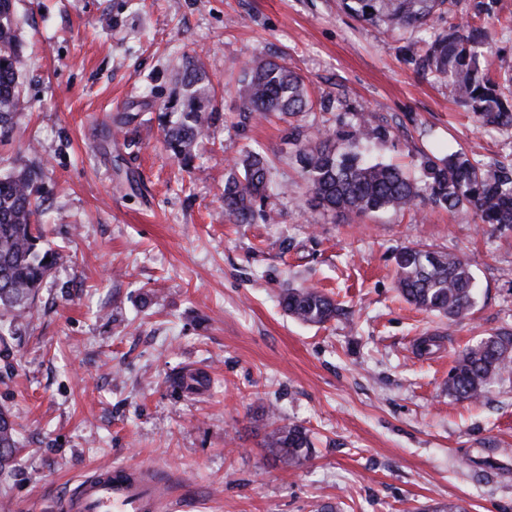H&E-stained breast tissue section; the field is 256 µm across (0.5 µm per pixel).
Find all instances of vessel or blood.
<instances>
[{
    "label": "vessel or blood",
    "mask_w": 512,
    "mask_h": 512,
    "mask_svg": "<svg viewBox=\"0 0 512 512\" xmlns=\"http://www.w3.org/2000/svg\"><path fill=\"white\" fill-rule=\"evenodd\" d=\"M167 497L152 471L139 466L99 468L67 499L66 512H161Z\"/></svg>",
    "instance_id": "obj_1"
}]
</instances>
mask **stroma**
<instances>
[{
    "label": "stroma",
    "mask_w": 512,
    "mask_h": 512,
    "mask_svg": "<svg viewBox=\"0 0 512 512\" xmlns=\"http://www.w3.org/2000/svg\"><path fill=\"white\" fill-rule=\"evenodd\" d=\"M475 3L457 0L433 28L389 33L341 0H16L27 65L0 175L45 168L41 222L63 258L0 346V408L20 441L0 476V512H62L83 477L126 464L163 474L176 512H512V376L475 402L447 390L460 351L512 334V228L426 203L324 211L306 200L286 122L235 124L242 62L272 57L330 103L303 117L308 132L358 124L368 107L397 129L374 156L415 180L424 152L512 163V129L476 123L447 84L405 60L410 43ZM184 52L204 62L220 112L187 171L157 121ZM123 112L134 119L118 135ZM247 148L290 192L266 201L272 221L228 224L224 178ZM411 244L469 264V320L398 296L393 254ZM290 286L321 290L343 315L292 320L280 305ZM425 336L438 339L427 353ZM195 370L202 390L173 386ZM270 407L308 429L312 453L299 464L264 448Z\"/></svg>",
    "instance_id": "obj_1"
}]
</instances>
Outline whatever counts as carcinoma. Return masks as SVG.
<instances>
[{"label": "carcinoma", "mask_w": 512, "mask_h": 512, "mask_svg": "<svg viewBox=\"0 0 512 512\" xmlns=\"http://www.w3.org/2000/svg\"><path fill=\"white\" fill-rule=\"evenodd\" d=\"M453 0H342L344 9L370 24L390 31L429 25ZM491 5L478 4L474 16L433 33L430 39L406 47L407 60L424 77L446 81L458 101L482 125L512 128V69L492 70L484 16ZM25 62L14 18L13 0H0V144L15 136L20 103V77ZM242 111L237 126L276 113L288 120V142L295 147L309 201L338 213L369 214L416 207L420 188L393 163L369 159L360 147L393 136L390 128L364 117L351 130L322 128L309 134L299 123L315 106L301 74L271 58H252L241 69ZM181 96L176 107L159 115L163 146L189 168L195 149L218 120L214 87L198 59L185 53L180 65ZM429 202L478 224L512 227V163L484 159L463 150L441 157L421 156ZM265 154L247 149L230 166L224 180V218L231 224H251L261 216L258 205L274 192ZM43 167L24 164L0 176V342L7 343L36 303L44 281L58 265L60 254L44 240L41 202L36 188ZM396 288L421 311L463 321L475 304L474 277L468 265L452 254L418 245L394 255ZM280 303L288 316L320 326L339 315L329 297L312 288H286ZM512 373V334L489 336L458 355L448 375V396L472 401ZM270 430L264 447L277 458L297 463L312 453L306 429L283 423L268 411ZM17 430L0 409V472L11 467L17 450Z\"/></svg>", "instance_id": "1"}]
</instances>
